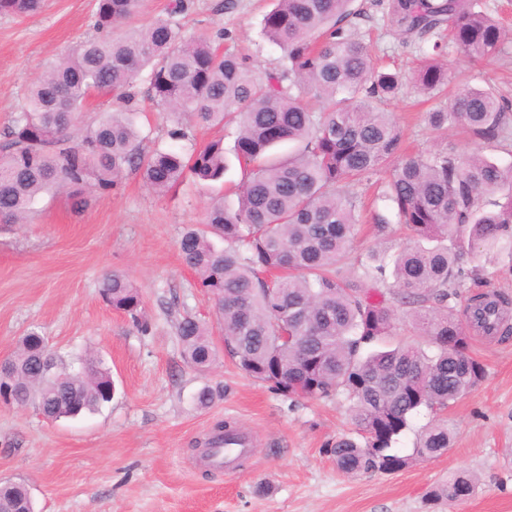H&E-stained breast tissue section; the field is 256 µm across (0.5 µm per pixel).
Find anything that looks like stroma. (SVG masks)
Segmentation results:
<instances>
[{"mask_svg":"<svg viewBox=\"0 0 512 512\" xmlns=\"http://www.w3.org/2000/svg\"><path fill=\"white\" fill-rule=\"evenodd\" d=\"M188 2V34L223 33V47L248 57L257 75L274 68L281 51L261 36L271 0H235L230 10L224 0ZM362 2L367 16L355 36L370 44L379 64L409 68L421 51L389 30L386 0ZM93 4L43 0L31 16L0 14V130L47 59L91 36ZM478 8L508 30L505 53L475 66L449 49L453 87L491 84L512 99V0H478ZM427 108L409 89L387 106L406 153L447 145L512 164L511 152L475 146L460 129L438 136L426 124ZM246 178L234 164L223 184L187 183L158 195L128 171L109 192L89 194L83 211H74L65 194L48 192L27 223L0 224V360L35 330L72 369L85 358L102 359L116 387L97 411L56 421L34 406L0 400V480L26 485L35 512H427L426 492L466 471L479 478L473 495L436 512H512V338L472 333L483 380L439 415L421 412L399 443L411 451L436 418L452 432L448 450L396 474L337 470L327 450L353 432L347 400L291 399L235 366L213 299L184 266L179 240L188 226L202 225L212 198L236 205V187ZM412 243L398 227L382 234L366 220L355 227L351 255L363 261L376 248ZM108 272L139 289L148 331L102 301L99 284ZM488 290L512 295V255L484 254L478 279L467 281L455 301L457 312L473 293ZM186 317L206 324L220 349L207 372L182 356L177 325ZM205 386L214 399L203 407L196 394ZM220 420L250 440L247 456L228 469L201 457Z\"/></svg>","mask_w":512,"mask_h":512,"instance_id":"obj_1","label":"stroma"}]
</instances>
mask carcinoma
Returning a JSON list of instances; mask_svg holds the SVG:
<instances>
[{
    "label": "carcinoma",
    "mask_w": 512,
    "mask_h": 512,
    "mask_svg": "<svg viewBox=\"0 0 512 512\" xmlns=\"http://www.w3.org/2000/svg\"><path fill=\"white\" fill-rule=\"evenodd\" d=\"M352 3L274 0L262 32L282 56L260 80L247 58L220 50L223 33H184L178 16L185 0H172L168 18L146 25L133 23L142 0H95L94 35L45 66L0 144V223L18 224L44 192L64 190L80 209L86 194L111 190L128 170L139 172L158 194L188 175L204 185L224 178L228 160L221 140L188 155L159 147L143 151L130 115L137 105L133 83L146 67L145 95L171 119V139H190L192 127L234 128V156L249 176L237 207L221 199L206 213V224L224 247L189 227L180 240L182 259L214 298L225 349L240 370L290 397L343 395L351 402L354 435L326 449L346 475L398 472L448 449L443 423L429 425L410 454L397 444L414 414L443 411L481 382L484 369L470 353V336L452 299L466 279L478 276L485 252H512V166L478 153L463 159L452 148L396 164L402 135L384 109L409 80L424 94L446 91L449 43L474 64L501 54L503 28L475 10L476 0H388L387 18L400 39L421 44L437 36L409 79L374 65L369 46L348 25L361 14ZM41 5L0 0V14L27 16ZM124 23L128 30L112 36ZM95 92L111 95L118 111L83 130L72 119ZM511 111L512 101L493 86L468 87L448 106L426 113V120L439 135L461 126L484 144L502 146L512 137ZM283 142L296 143L295 153H270ZM388 167L382 198L415 243L360 263L361 274L349 277L359 189L374 185L373 177ZM100 295L148 329L141 294L125 276H105ZM396 303L411 309L412 325L427 346L392 341ZM511 307L505 293H476L469 299V320L505 339L512 334L506 324ZM284 320L293 335L304 337L302 343L282 337ZM35 335L27 333L9 361L11 385H0V397L33 404L51 420L111 401L112 373L102 360L87 362L80 376L54 360L66 377L58 383L37 366ZM178 335L184 360L200 372L209 370L218 356L209 329L185 318ZM477 482L468 472L448 477L426 493L428 512L441 502L469 498ZM28 504L25 485L0 486V512H21Z\"/></svg>",
    "instance_id": "1"
}]
</instances>
